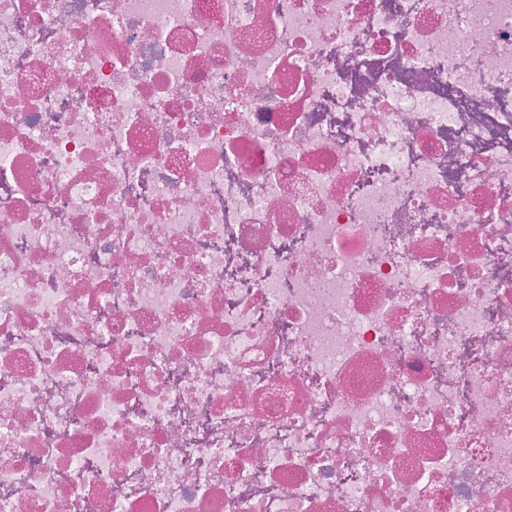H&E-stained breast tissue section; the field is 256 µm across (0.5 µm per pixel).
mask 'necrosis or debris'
I'll list each match as a JSON object with an SVG mask.
<instances>
[{"label": "necrosis or debris", "mask_w": 512, "mask_h": 512, "mask_svg": "<svg viewBox=\"0 0 512 512\" xmlns=\"http://www.w3.org/2000/svg\"><path fill=\"white\" fill-rule=\"evenodd\" d=\"M0 512H512V0H0Z\"/></svg>", "instance_id": "necrosis-or-debris-1"}]
</instances>
